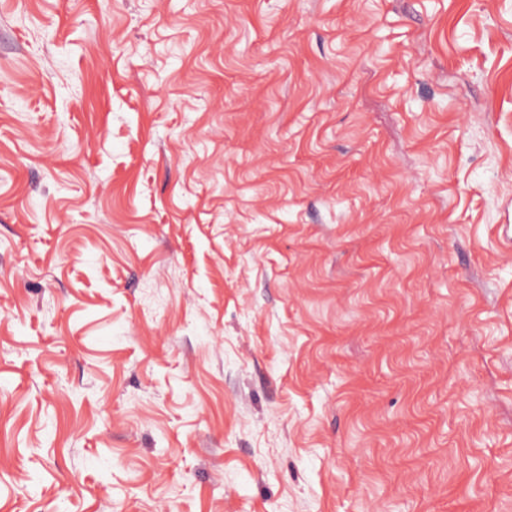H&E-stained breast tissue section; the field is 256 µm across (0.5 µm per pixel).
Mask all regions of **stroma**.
<instances>
[{
  "mask_svg": "<svg viewBox=\"0 0 512 512\" xmlns=\"http://www.w3.org/2000/svg\"><path fill=\"white\" fill-rule=\"evenodd\" d=\"M512 512V0H0V512Z\"/></svg>",
  "mask_w": 512,
  "mask_h": 512,
  "instance_id": "35a3bbf8",
  "label": "stroma"
}]
</instances>
